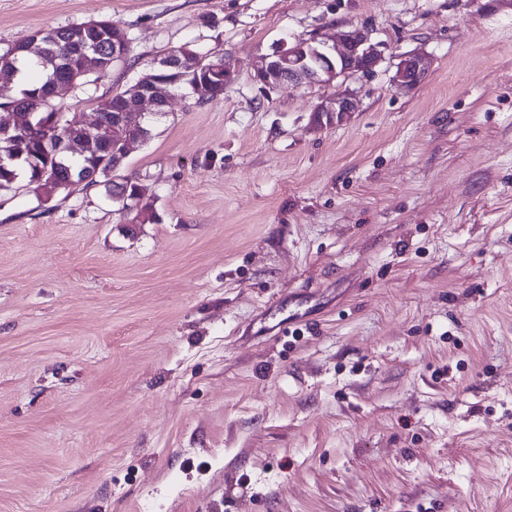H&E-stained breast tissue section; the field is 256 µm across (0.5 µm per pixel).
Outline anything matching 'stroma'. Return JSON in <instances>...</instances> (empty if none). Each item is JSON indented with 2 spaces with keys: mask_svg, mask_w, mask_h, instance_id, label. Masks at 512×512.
<instances>
[{
  "mask_svg": "<svg viewBox=\"0 0 512 512\" xmlns=\"http://www.w3.org/2000/svg\"><path fill=\"white\" fill-rule=\"evenodd\" d=\"M106 15L131 57L61 111L186 43L236 77L125 159L157 223L0 192V512H512V0H0V52ZM350 26L344 124L254 83ZM431 65V58L422 51L400 54L393 77L394 84L402 90L414 89L425 80Z\"/></svg>",
  "mask_w": 512,
  "mask_h": 512,
  "instance_id": "1",
  "label": "stroma"
}]
</instances>
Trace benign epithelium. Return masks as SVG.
Returning a JSON list of instances; mask_svg holds the SVG:
<instances>
[{"label": "benign epithelium", "instance_id": "7a95c632", "mask_svg": "<svg viewBox=\"0 0 512 512\" xmlns=\"http://www.w3.org/2000/svg\"><path fill=\"white\" fill-rule=\"evenodd\" d=\"M382 45L366 27L341 30L323 40H298L282 44L256 61L255 81L265 89H274L284 81L330 85L355 74H370L382 61ZM431 58L422 51L398 56L394 84L412 90L421 84L431 69ZM359 98L347 89L335 93L314 106L318 121H344L359 110Z\"/></svg>", "mask_w": 512, "mask_h": 512}]
</instances>
